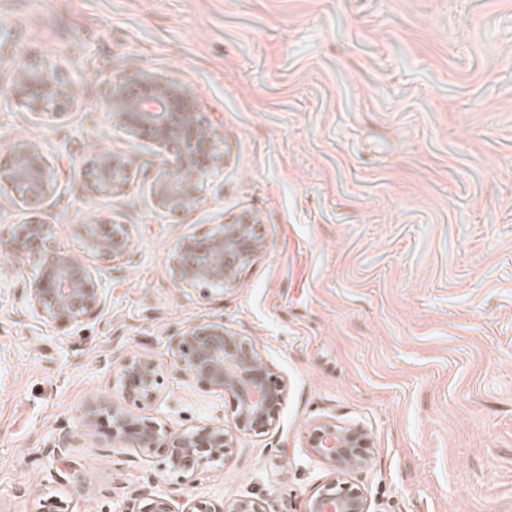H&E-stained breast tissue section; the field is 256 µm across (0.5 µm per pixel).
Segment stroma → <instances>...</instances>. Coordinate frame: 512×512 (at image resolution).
Masks as SVG:
<instances>
[{
	"label": "stroma",
	"mask_w": 512,
	"mask_h": 512,
	"mask_svg": "<svg viewBox=\"0 0 512 512\" xmlns=\"http://www.w3.org/2000/svg\"><path fill=\"white\" fill-rule=\"evenodd\" d=\"M0 90L27 61L79 89L53 126L0 97V148L33 138L74 160L38 208L0 187V237L42 220L79 249L80 225L126 224L125 264L94 260L106 306L78 327L36 318L0 254V512H126L138 494L252 497L306 512L331 469L322 423L372 449L345 479L370 512H512V0H0ZM153 67L194 89L224 128L201 208L156 209L155 158L106 122L108 72ZM137 158L121 191L88 187L93 155ZM268 241L237 287L177 285L178 240L240 214ZM223 319L288 380L275 426L183 480L165 457L86 428L107 400L174 431L234 426V401L180 370L171 336ZM155 362L157 398H125L117 367ZM69 436L74 485L50 454Z\"/></svg>",
	"instance_id": "obj_1"
}]
</instances>
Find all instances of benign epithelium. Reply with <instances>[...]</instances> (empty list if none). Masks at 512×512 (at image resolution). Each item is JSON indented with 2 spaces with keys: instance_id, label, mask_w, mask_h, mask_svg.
<instances>
[{
  "instance_id": "7a95c632",
  "label": "benign epithelium",
  "mask_w": 512,
  "mask_h": 512,
  "mask_svg": "<svg viewBox=\"0 0 512 512\" xmlns=\"http://www.w3.org/2000/svg\"><path fill=\"white\" fill-rule=\"evenodd\" d=\"M103 106L113 128L132 140L144 139L153 148L158 166L149 183L154 207L170 213L189 214L204 200V186L220 158L224 141L221 125L206 119L193 89L182 79L157 68L136 67L109 73ZM9 95L27 108L36 123L50 125L59 109L74 104L77 88L57 77L55 69L41 63L17 67ZM67 155H50L35 140L17 139L0 161V183L13 190L25 206L39 205L54 196L59 172ZM134 158L125 151L104 149L88 170L90 190L100 196L127 184ZM261 219L245 214L203 237L179 242L170 267L183 288L231 289L244 269L266 252L268 242L259 232ZM55 226L45 222L15 225L11 237L0 241V251L20 267L33 266L25 300L37 318L57 327L76 326L97 316L105 304L93 258L125 262L132 239L125 224L102 220L81 229L80 251L51 245ZM179 367L213 389L230 394L236 404L235 429L216 424L176 432L121 407L94 401L81 410L85 426L102 428L128 448L150 455L165 453L170 471L193 479L214 462L226 458L236 445V434L272 429L288 394L287 379L257 351L253 343L224 326V320L194 323L171 337ZM118 378L124 393L135 401L156 398L162 377L151 360L133 359L120 364ZM309 447L333 469L364 465L371 448L368 435L357 426L323 423L314 428ZM130 512H265L247 497L222 505L153 495L148 503ZM308 512H369L363 492L336 477L324 483L308 504Z\"/></svg>"
}]
</instances>
